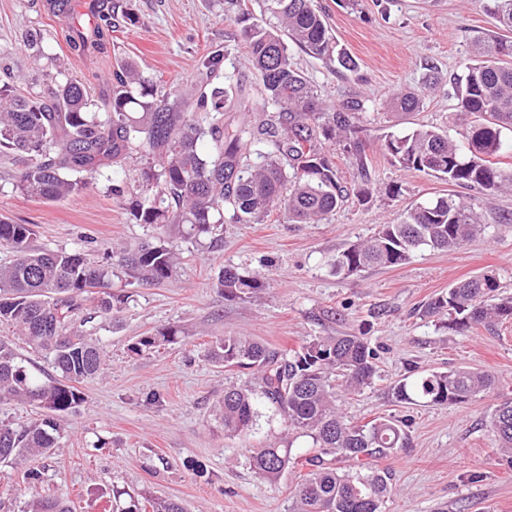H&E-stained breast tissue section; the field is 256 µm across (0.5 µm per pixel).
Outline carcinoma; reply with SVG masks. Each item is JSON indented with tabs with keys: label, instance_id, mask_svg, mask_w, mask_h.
Instances as JSON below:
<instances>
[{
	"label": "carcinoma",
	"instance_id": "1",
	"mask_svg": "<svg viewBox=\"0 0 512 512\" xmlns=\"http://www.w3.org/2000/svg\"><path fill=\"white\" fill-rule=\"evenodd\" d=\"M248 2L227 0L244 23L246 62L255 76L251 85L226 84L219 63L208 61L197 87L173 98L126 62L113 71L112 100L104 112L61 66L41 73L50 104L40 95L0 87V147L23 156L15 186L29 198L65 200L87 188L88 181L78 174L108 165L122 169L137 149L160 166L158 171L142 170L140 191L131 202L134 218L160 229V236L105 250L104 265L80 252L35 250L32 225L0 222V249L13 255L0 265V323L13 326L17 335L0 337V398L47 413L29 425L0 421V462L19 464L31 455L53 453L59 437L55 416L76 411L84 403L78 385L102 370L103 350L83 316L91 289H105L97 308L112 317L128 300L126 294L107 290L113 275L121 272L151 283L170 279L177 240L218 241L226 212L238 223L260 224L278 209L290 223L311 224L342 204L344 186L335 156L324 144L344 138L360 151L363 128L352 114L366 111L365 102L355 97L339 109L324 107L295 67L290 48L346 70L356 68V61L336 43L313 0H262L267 22L255 19ZM480 2L495 30L471 38L472 58L455 82L459 108L479 120L456 140L434 126L391 135L385 150L402 168L495 192L512 187V171L491 163V158L512 152V0ZM110 29L112 24L99 21L74 25L69 44L81 53L102 50ZM434 86L429 81L400 92L393 105L412 112ZM232 111L241 116L224 122V113ZM205 138L211 144L206 153L200 148ZM484 230L473 204L443 194L407 210L396 224L379 225L370 239L337 253L330 268L336 275H351L370 266L396 267L424 247L454 253ZM217 284L229 300L265 287L261 277L234 267L224 268ZM499 288L493 274L458 282L425 304L423 315H448L458 330L511 320L512 297L502 296ZM180 333L168 327L142 336L131 350L172 343ZM18 339L44 353L53 373L43 379L31 373L17 351ZM207 357L257 374L255 386L224 388L217 408L224 434L248 435L262 400L275 407L292 431L286 446L273 442L247 449V461L270 483L292 469H304L294 488L297 512H383L392 478L376 469L374 461L404 447L407 420L377 417L355 423L336 405V387L356 394L377 376V351L364 334L316 336L286 353L247 336H224L210 344ZM497 382L493 373L468 366L413 370L392 387V395L407 405H459L495 389ZM491 428L512 465V398L496 407ZM298 438L308 440L310 453L295 452ZM339 462L346 466H337ZM121 496L123 492H113L115 512H144L137 496L130 494L125 501ZM30 512L72 510L68 498L53 494L33 501Z\"/></svg>",
	"mask_w": 512,
	"mask_h": 512
}]
</instances>
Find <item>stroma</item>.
Returning a JSON list of instances; mask_svg holds the SVG:
<instances>
[{
    "label": "stroma",
    "mask_w": 512,
    "mask_h": 512,
    "mask_svg": "<svg viewBox=\"0 0 512 512\" xmlns=\"http://www.w3.org/2000/svg\"><path fill=\"white\" fill-rule=\"evenodd\" d=\"M112 32L104 53L82 56L66 39L68 24L86 22L79 0L70 13L54 0H0V84L35 90L39 69L65 61L94 100L112 98V69L121 61L144 77L187 94L201 61L223 54L227 80L252 82L234 13L223 0H109ZM327 16L339 47L356 70H339L302 51L293 60L329 106L358 93L366 100L359 119L365 152L337 146L336 166L350 195L317 224H291L273 212L261 224L225 220L221 241L210 248L186 240L173 277L161 284L127 276L112 289L129 300L115 318L96 315L105 365L82 383L85 401L60 418L59 446L30 459L40 483L22 484L19 471L0 462V512H28L39 496L66 492L72 512H107L112 489L150 498H174L187 512H293L294 475L272 484L250 469L248 449L285 437L275 409L260 403L251 435L229 436L215 406L231 384L252 382L249 372L226 370L208 360L216 338L248 336L270 350L299 347L314 336L364 330L378 351V375L370 387L338 400L349 419L368 422L394 416L409 422L407 445L380 459L393 474L384 512H512V466L501 460L490 421L498 403L512 397V320L493 328L460 331L419 314L422 304L456 282L495 273L512 296V191L463 189L487 230L458 252L417 251L398 267H369L349 277L333 274L337 252L396 222L403 210L447 193L446 181L394 165L382 149L387 134L436 126L456 136L469 118L460 111L452 79L470 57V36L492 29L478 0H315ZM42 32L39 48L28 35ZM438 82L416 112H395L388 100ZM17 152L0 151V219L29 224L37 250L79 251L102 260L107 246L157 237L156 228L130 213V196H116L104 167L87 190L58 202L28 198L16 190ZM400 186L391 196V186ZM370 192L359 201V189ZM227 267L255 273L267 282L258 294L228 300L216 286ZM175 326L178 341L139 353L136 337ZM460 365L499 378L494 392L455 406L401 404L390 388L409 370H447Z\"/></svg>",
    "instance_id": "35a3bbf8"
}]
</instances>
